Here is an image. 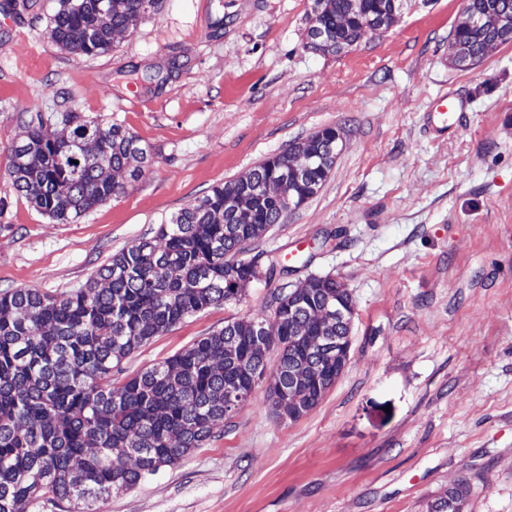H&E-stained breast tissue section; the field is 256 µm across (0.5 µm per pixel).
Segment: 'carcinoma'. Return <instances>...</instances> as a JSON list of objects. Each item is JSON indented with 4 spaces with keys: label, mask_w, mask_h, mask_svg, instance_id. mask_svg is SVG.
Instances as JSON below:
<instances>
[{
    "label": "carcinoma",
    "mask_w": 512,
    "mask_h": 512,
    "mask_svg": "<svg viewBox=\"0 0 512 512\" xmlns=\"http://www.w3.org/2000/svg\"><path fill=\"white\" fill-rule=\"evenodd\" d=\"M57 0L49 36L86 57L112 52L113 30L136 29L162 0ZM312 26L339 54L362 34L351 0H316ZM512 43V0H465L454 29L450 63L461 70ZM67 134L50 129L40 112L30 116L26 139L11 147L9 175L15 191L41 214L71 223L119 194L143 169L133 153L147 154L121 123H100L78 112L60 115ZM101 133L95 155L76 140L86 129ZM335 128L326 127L272 155L247 174L251 199L224 206L242 193L240 178L219 184L158 226L155 236L112 254L83 288L49 294L31 288L0 293V512H28L52 496L67 512H97L92 504L129 490L173 467L224 428V419L252 396L230 394L246 373L264 372L275 359L273 381L288 382L298 345L284 336L311 327L307 313L272 323L273 309L241 318L197 339L187 349L143 370L119 386L112 369L155 336L189 316L241 300L259 270L238 255L241 224L265 233L280 223L283 204L256 191L291 159L316 155L322 165L288 179L287 196L312 198L336 162ZM330 275L312 279L300 295L316 303L336 298ZM279 327L264 348L241 351L259 324ZM472 489L462 480L433 499L427 512H448V500L465 507Z\"/></svg>",
    "instance_id": "1"
}]
</instances>
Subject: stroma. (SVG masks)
Listing matches in <instances>:
<instances>
[{
	"label": "stroma",
	"instance_id": "obj_1",
	"mask_svg": "<svg viewBox=\"0 0 512 512\" xmlns=\"http://www.w3.org/2000/svg\"><path fill=\"white\" fill-rule=\"evenodd\" d=\"M0 0V290L84 287L113 252L212 187L325 126L346 145L318 195L245 252L274 278L188 317L112 372L122 384L310 274L345 284L351 361L289 422L264 388L179 464L98 512H426L468 480L464 512H512V44L448 61L464 0H404L348 52L305 48L313 0H163L109 55L48 36L55 0ZM461 100L444 134L426 114ZM122 123L151 161L61 224L14 190L35 112Z\"/></svg>",
	"mask_w": 512,
	"mask_h": 512
}]
</instances>
